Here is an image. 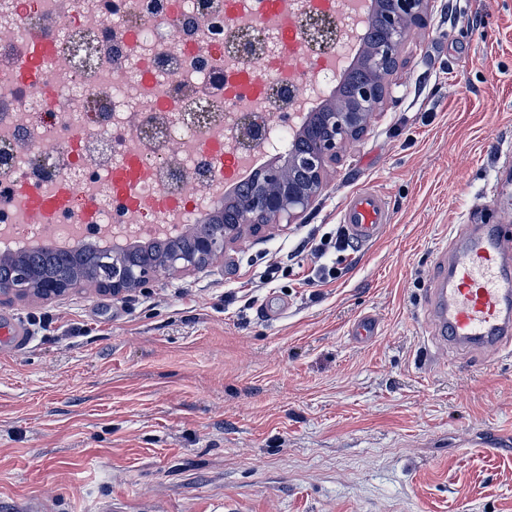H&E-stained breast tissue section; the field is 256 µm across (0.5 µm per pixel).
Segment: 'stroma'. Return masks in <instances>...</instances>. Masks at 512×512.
Wrapping results in <instances>:
<instances>
[{
  "label": "stroma",
  "instance_id": "stroma-1",
  "mask_svg": "<svg viewBox=\"0 0 512 512\" xmlns=\"http://www.w3.org/2000/svg\"><path fill=\"white\" fill-rule=\"evenodd\" d=\"M392 95L305 223L136 293L0 296L30 336L0 349V512H512V353L422 315L451 225L483 204L512 235V0H435ZM367 187L392 223L310 280L304 242Z\"/></svg>",
  "mask_w": 512,
  "mask_h": 512
}]
</instances>
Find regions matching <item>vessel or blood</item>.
<instances>
[{"instance_id": "b4317fda", "label": "vessel or blood", "mask_w": 512, "mask_h": 512, "mask_svg": "<svg viewBox=\"0 0 512 512\" xmlns=\"http://www.w3.org/2000/svg\"><path fill=\"white\" fill-rule=\"evenodd\" d=\"M392 221L384 196L360 189L340 206V222L349 237L375 241ZM459 248H444L427 290L425 312L433 335L464 352L493 356L512 350V239L495 224H464L456 233ZM28 341L24 324L0 327V346L18 351Z\"/></svg>"}]
</instances>
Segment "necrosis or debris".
Segmentation results:
<instances>
[{"label":"necrosis or debris","mask_w":512,"mask_h":512,"mask_svg":"<svg viewBox=\"0 0 512 512\" xmlns=\"http://www.w3.org/2000/svg\"><path fill=\"white\" fill-rule=\"evenodd\" d=\"M336 0H0V251L35 239L147 235L196 223L224 184V159L252 161L289 142L299 69H285L281 28L303 36ZM54 56L58 91L43 111L19 62L28 41ZM281 73L277 86L252 67ZM142 169L132 196L113 171ZM197 186L195 198L178 192ZM70 186L68 205L21 214L22 191Z\"/></svg>","instance_id":"obj_1"}]
</instances>
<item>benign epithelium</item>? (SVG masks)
I'll return each mask as SVG.
<instances>
[{
  "label": "benign epithelium",
  "instance_id": "1",
  "mask_svg": "<svg viewBox=\"0 0 512 512\" xmlns=\"http://www.w3.org/2000/svg\"><path fill=\"white\" fill-rule=\"evenodd\" d=\"M433 0H378L373 21L383 39L361 45L360 69L368 78L353 84L351 96L338 97L323 111L308 117L302 126L305 145L289 153L284 167H267L254 182L253 195L238 201L236 223L214 225L199 237L190 252L170 255L164 263L127 266L112 262V278L104 283L113 294L133 292L150 284L160 273L198 270L222 258L228 247L249 230L294 224L326 187L330 167L345 145L360 140L372 116L389 101L387 77L400 64L403 44L415 26L424 24ZM66 289L52 281H35L27 266L16 264L8 282H0V294L44 299L63 295Z\"/></svg>",
  "mask_w": 512,
  "mask_h": 512
}]
</instances>
